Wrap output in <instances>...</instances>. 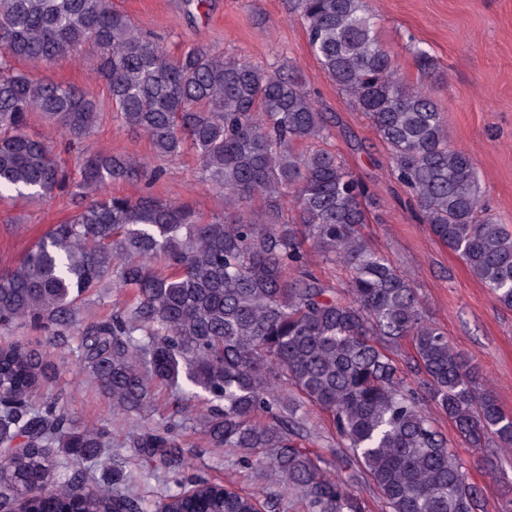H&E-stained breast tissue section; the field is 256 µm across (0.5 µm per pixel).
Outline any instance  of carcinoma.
<instances>
[{"mask_svg":"<svg viewBox=\"0 0 512 512\" xmlns=\"http://www.w3.org/2000/svg\"><path fill=\"white\" fill-rule=\"evenodd\" d=\"M304 21L329 79L369 118L432 234L505 308L512 309V232L484 207L477 163L448 146L431 93L407 83L379 40L366 0H287ZM100 51L115 117L144 134L151 154L82 159L78 176L56 160V141L25 133L38 114L67 136L98 126L96 99L14 63L48 66L85 44ZM333 123L295 69L267 70L197 46L169 56L112 0H0V195H66L73 214L0 269V328L34 325L53 336L124 416L151 402L149 380L204 404L200 430L229 448L307 512H365L351 477H330L305 446L300 411L323 413L350 469L388 512H479L482 491L457 451L420 411L418 380L470 447H512V415L478 368L426 319L408 276L362 233L366 189L320 147ZM194 151L201 178L224 194L208 222L186 202L150 191L90 196L145 174L158 159ZM259 199L262 210L248 204ZM349 270L328 286L308 250ZM124 292L115 312L84 321L99 291ZM43 352L0 347V512H149L118 473L84 462L112 456V429L87 428L64 403L33 401L46 378ZM156 463L157 509L276 512L281 501L204 478L179 477L172 428L132 436Z\"/></svg>","mask_w":512,"mask_h":512,"instance_id":"cac0c4a2","label":"carcinoma"}]
</instances>
